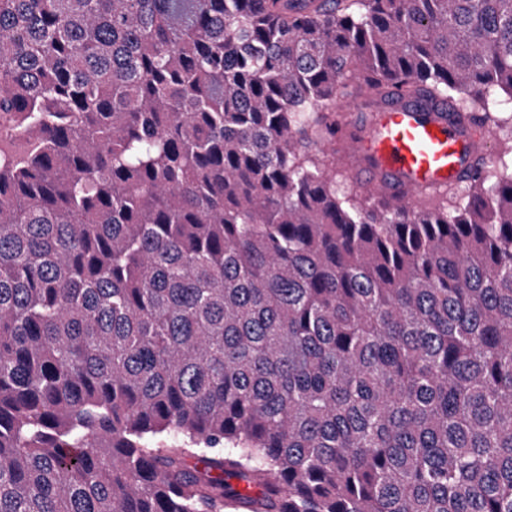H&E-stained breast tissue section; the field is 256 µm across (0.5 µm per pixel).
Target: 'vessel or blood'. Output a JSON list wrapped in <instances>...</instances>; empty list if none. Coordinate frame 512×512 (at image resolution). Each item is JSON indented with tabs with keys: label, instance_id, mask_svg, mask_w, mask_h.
Wrapping results in <instances>:
<instances>
[{
	"label": "vessel or blood",
	"instance_id": "b4317fda",
	"mask_svg": "<svg viewBox=\"0 0 512 512\" xmlns=\"http://www.w3.org/2000/svg\"><path fill=\"white\" fill-rule=\"evenodd\" d=\"M485 137L483 127L460 124L446 106L397 100L371 116L361 153L379 180L372 193L402 203L467 176Z\"/></svg>",
	"mask_w": 512,
	"mask_h": 512
}]
</instances>
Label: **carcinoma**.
Instances as JSON below:
<instances>
[{
  "mask_svg": "<svg viewBox=\"0 0 512 512\" xmlns=\"http://www.w3.org/2000/svg\"><path fill=\"white\" fill-rule=\"evenodd\" d=\"M500 146L336 190L353 90ZM512 0H0V512H512Z\"/></svg>",
  "mask_w": 512,
  "mask_h": 512,
  "instance_id": "obj_1",
  "label": "carcinoma"
}]
</instances>
